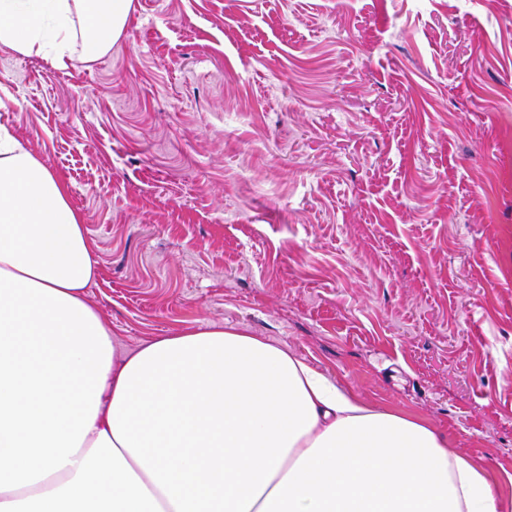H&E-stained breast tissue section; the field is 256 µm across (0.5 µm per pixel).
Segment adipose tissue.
I'll use <instances>...</instances> for the list:
<instances>
[{"label": "adipose tissue", "instance_id": "obj_1", "mask_svg": "<svg viewBox=\"0 0 512 512\" xmlns=\"http://www.w3.org/2000/svg\"><path fill=\"white\" fill-rule=\"evenodd\" d=\"M133 0H0V45L60 67ZM68 183L0 128V512H512L424 420L368 408L218 325L119 352Z\"/></svg>", "mask_w": 512, "mask_h": 512}]
</instances>
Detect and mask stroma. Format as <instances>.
Wrapping results in <instances>:
<instances>
[{
  "mask_svg": "<svg viewBox=\"0 0 512 512\" xmlns=\"http://www.w3.org/2000/svg\"><path fill=\"white\" fill-rule=\"evenodd\" d=\"M120 349L210 324L512 480V0H133L106 56L0 46Z\"/></svg>",
  "mask_w": 512,
  "mask_h": 512,
  "instance_id": "35a3bbf8",
  "label": "stroma"
}]
</instances>
